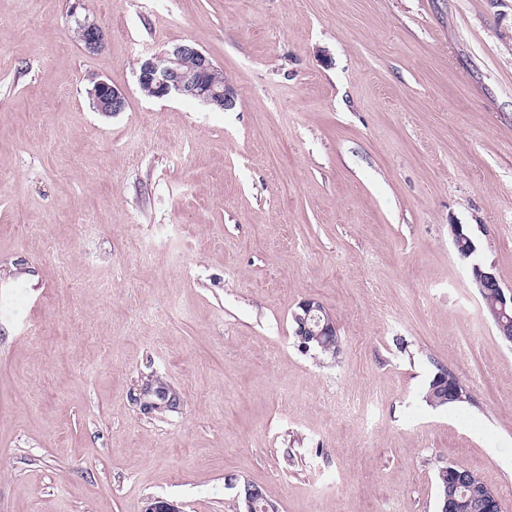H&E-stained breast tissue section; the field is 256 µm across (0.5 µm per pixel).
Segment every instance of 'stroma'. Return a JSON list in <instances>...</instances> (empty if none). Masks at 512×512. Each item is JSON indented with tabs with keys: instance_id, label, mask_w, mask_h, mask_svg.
Returning a JSON list of instances; mask_svg holds the SVG:
<instances>
[{
	"instance_id": "1",
	"label": "stroma",
	"mask_w": 512,
	"mask_h": 512,
	"mask_svg": "<svg viewBox=\"0 0 512 512\" xmlns=\"http://www.w3.org/2000/svg\"><path fill=\"white\" fill-rule=\"evenodd\" d=\"M73 2L0 0V512H437L449 464L512 512V345L449 236L512 289V0H84L95 53ZM185 43L234 108L141 93ZM77 40L89 52L100 50L105 44L107 31L96 19L84 16L76 19ZM88 93L98 112H122L126 107L125 94L105 80L95 82ZM300 311L293 316L296 327L294 336L299 340V348L304 352H309L312 348L319 346L326 350L328 346L324 345L323 338H338L336 323L333 317L325 310L323 305L315 298L303 300L299 306ZM313 321V322H312ZM319 347L312 349L314 353L322 355H331V352H323ZM337 349L339 350V338ZM143 409L148 412H163L177 409L181 404L180 394L171 386L148 382L142 388Z\"/></svg>"
}]
</instances>
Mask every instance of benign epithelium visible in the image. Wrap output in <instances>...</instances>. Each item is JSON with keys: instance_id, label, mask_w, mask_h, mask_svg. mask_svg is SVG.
Returning <instances> with one entry per match:
<instances>
[{"instance_id": "obj_1", "label": "benign epithelium", "mask_w": 512, "mask_h": 512, "mask_svg": "<svg viewBox=\"0 0 512 512\" xmlns=\"http://www.w3.org/2000/svg\"><path fill=\"white\" fill-rule=\"evenodd\" d=\"M75 32L78 42L89 52L100 50L105 44L107 31L97 20L88 16L76 19ZM218 70L210 55L189 44L176 45L160 54L144 59L140 64L138 85L148 89L154 98L179 97L199 101L215 110L224 111L235 105L236 89L230 81L217 82L213 75ZM89 95L99 112H122L126 107L125 94L111 83L100 80L94 83ZM452 240L463 259L472 257L477 248L471 238L462 234V225L451 226ZM472 277L478 291L496 289L498 307L493 309L492 321L501 331L512 321L507 311H512V289H505L494 271L482 265H472ZM296 327L294 336L299 348L308 352L318 346L327 349L323 338L337 336L336 323L323 305L314 298L303 300L299 312L294 314ZM143 409L148 412H163L180 406V394L171 386L148 382L142 388ZM478 474L462 466H452L448 475V489L444 495L440 512H457L460 489L474 483ZM243 502L246 512H279L278 505L266 499L253 488H244ZM144 512H182L179 506L167 499L151 497Z\"/></svg>"}]
</instances>
